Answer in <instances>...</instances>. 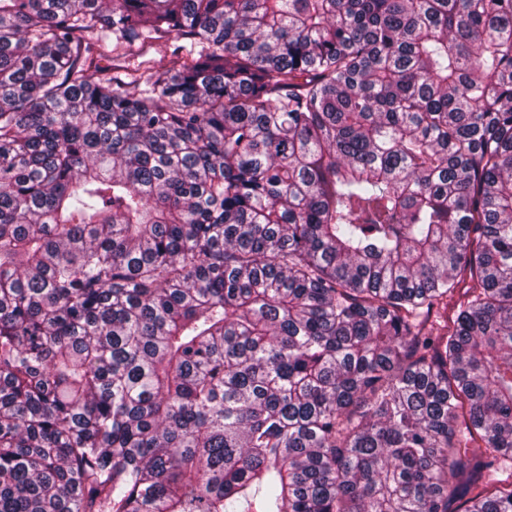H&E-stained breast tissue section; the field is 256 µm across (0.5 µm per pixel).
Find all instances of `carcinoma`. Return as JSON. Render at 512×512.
Listing matches in <instances>:
<instances>
[{
  "mask_svg": "<svg viewBox=\"0 0 512 512\" xmlns=\"http://www.w3.org/2000/svg\"><path fill=\"white\" fill-rule=\"evenodd\" d=\"M0 512H512V0H0Z\"/></svg>",
  "mask_w": 512,
  "mask_h": 512,
  "instance_id": "carcinoma-1",
  "label": "carcinoma"
}]
</instances>
